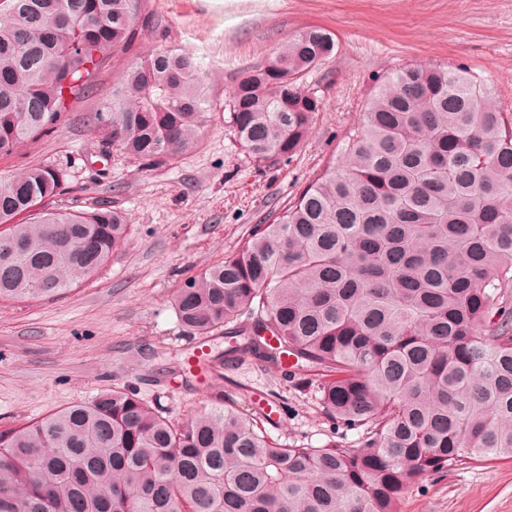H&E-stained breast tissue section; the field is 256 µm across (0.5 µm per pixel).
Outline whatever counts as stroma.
<instances>
[{
  "mask_svg": "<svg viewBox=\"0 0 512 512\" xmlns=\"http://www.w3.org/2000/svg\"><path fill=\"white\" fill-rule=\"evenodd\" d=\"M336 36V53L303 78L322 102L291 161L261 167L244 152L223 111L181 161L143 165L113 146L91 118L112 105L123 65L148 50L175 49L213 70L224 102L242 70L309 26ZM406 64H445L487 79L512 112V0H141L133 45L107 58L91 91L68 102L54 132L0 156V175L31 165L63 169L59 204L103 203L126 213L128 241L89 281L42 300L0 303V430L133 386L177 420L211 393L243 415L268 403L271 437L319 446L358 444L318 404L316 378L281 377L244 357L224 363V334L192 338L173 297L185 281L235 253L255 225L271 223L336 153L373 89ZM214 357L195 368L197 348ZM398 512H512V460L475 461L431 475L402 496Z\"/></svg>",
  "mask_w": 512,
  "mask_h": 512,
  "instance_id": "obj_1",
  "label": "stroma"
}]
</instances>
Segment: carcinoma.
Listing matches in <instances>:
<instances>
[{
	"label": "carcinoma",
	"instance_id": "carcinoma-1",
	"mask_svg": "<svg viewBox=\"0 0 512 512\" xmlns=\"http://www.w3.org/2000/svg\"><path fill=\"white\" fill-rule=\"evenodd\" d=\"M138 5L0 0V156L60 123ZM335 47L311 26L240 73L227 123L259 165L301 151L322 102L299 79ZM209 81L188 55H147L91 121L129 156L177 163L217 108ZM64 177L0 176V255L28 246L0 265V302L57 297L128 240L110 207L49 206ZM173 306L192 337L224 330L228 358L317 373L324 413L361 444L280 443L219 392L180 422L114 388L0 431V512H397L432 474L512 459V114L466 71L396 69L340 158Z\"/></svg>",
	"mask_w": 512,
	"mask_h": 512
}]
</instances>
